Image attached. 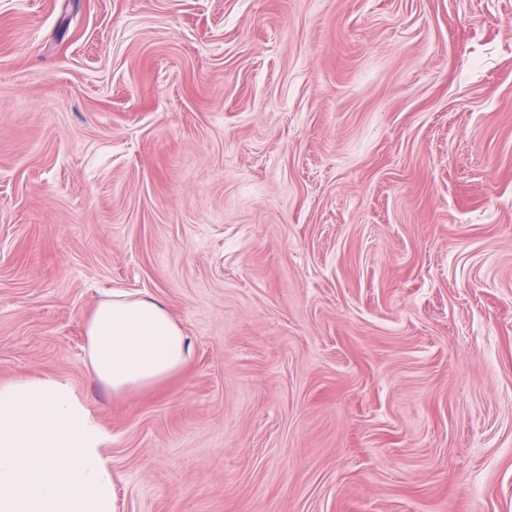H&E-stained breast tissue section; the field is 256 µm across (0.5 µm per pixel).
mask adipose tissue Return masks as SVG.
Returning a JSON list of instances; mask_svg holds the SVG:
<instances>
[{"mask_svg":"<svg viewBox=\"0 0 512 512\" xmlns=\"http://www.w3.org/2000/svg\"><path fill=\"white\" fill-rule=\"evenodd\" d=\"M94 378L120 395L178 372L189 343L151 295L115 293L86 323ZM109 436L61 378L0 383V512H116Z\"/></svg>","mask_w":512,"mask_h":512,"instance_id":"1","label":"adipose tissue"}]
</instances>
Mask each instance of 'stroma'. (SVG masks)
Listing matches in <instances>:
<instances>
[{
	"instance_id": "35a3bbf8",
	"label": "stroma",
	"mask_w": 512,
	"mask_h": 512,
	"mask_svg": "<svg viewBox=\"0 0 512 512\" xmlns=\"http://www.w3.org/2000/svg\"><path fill=\"white\" fill-rule=\"evenodd\" d=\"M160 298L121 396L85 322ZM118 512H512V0H0V382ZM86 334L90 370L114 395L168 379L189 353L187 336L151 295L113 293L90 315Z\"/></svg>"
}]
</instances>
